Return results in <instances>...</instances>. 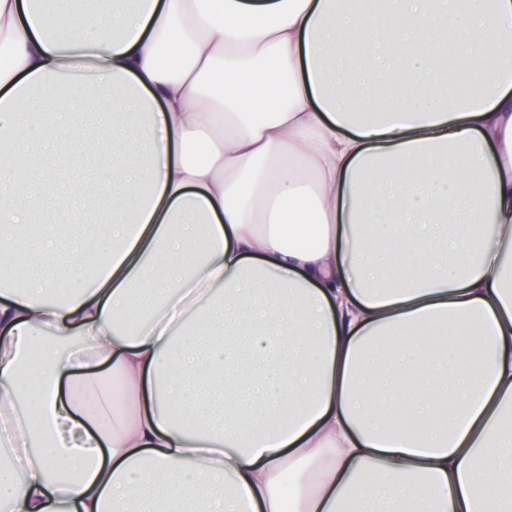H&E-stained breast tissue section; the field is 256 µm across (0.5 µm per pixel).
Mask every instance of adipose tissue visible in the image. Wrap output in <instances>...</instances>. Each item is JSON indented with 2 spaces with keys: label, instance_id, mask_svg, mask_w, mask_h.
<instances>
[{
  "label": "adipose tissue",
  "instance_id": "ef3b65f1",
  "mask_svg": "<svg viewBox=\"0 0 512 512\" xmlns=\"http://www.w3.org/2000/svg\"><path fill=\"white\" fill-rule=\"evenodd\" d=\"M384 3L0 0V507L512 512V0Z\"/></svg>",
  "mask_w": 512,
  "mask_h": 512
}]
</instances>
